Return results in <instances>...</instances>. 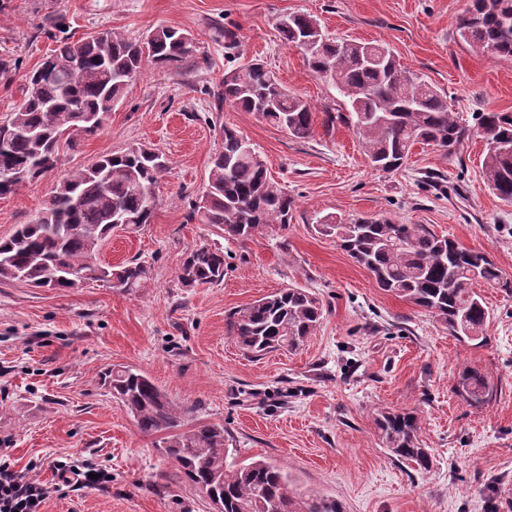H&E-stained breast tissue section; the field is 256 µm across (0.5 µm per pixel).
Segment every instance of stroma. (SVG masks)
<instances>
[{"label":"stroma","mask_w":512,"mask_h":512,"mask_svg":"<svg viewBox=\"0 0 512 512\" xmlns=\"http://www.w3.org/2000/svg\"><path fill=\"white\" fill-rule=\"evenodd\" d=\"M468 0H0V59L18 68L0 78V120L23 100L25 75L56 44L109 28L139 37L175 27L195 38L180 65L148 66L113 107L102 129L64 150L56 168L0 199V238L30 223L69 171L142 145L170 169L155 188L151 224L116 233L100 260L148 262L147 288L128 295L99 283L71 290L0 284V448L47 485L57 463H92L112 481L105 490L51 494L43 512H216L167 457L156 434L141 433L99 384L112 365L149 375L203 423L223 425L242 460L281 466L301 490L327 496L341 512H512V291L474 286L489 317L484 345L463 342L431 313L377 288L335 238L325 217L383 216L425 224L469 249L485 251L512 279V202L489 188L484 141L457 154L415 145L396 171L373 169L347 126L325 127L335 88L311 72L304 53L282 44L276 25L305 13L323 33L378 43L409 71L447 95L449 108L512 112V60L461 40ZM233 32L235 46L224 34ZM263 62L316 118L310 139L218 101L225 72ZM239 130L295 204L287 226L231 243L209 224L188 221L205 191L224 128ZM228 252L222 283L182 286L186 252ZM285 287L303 288L324 315L299 349L254 357L225 328V317ZM479 368L495 384L485 404L454 391L458 370ZM412 410L433 456L430 470L392 457L375 416Z\"/></svg>","instance_id":"1"}]
</instances>
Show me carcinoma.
Listing matches in <instances>:
<instances>
[{
	"mask_svg": "<svg viewBox=\"0 0 512 512\" xmlns=\"http://www.w3.org/2000/svg\"><path fill=\"white\" fill-rule=\"evenodd\" d=\"M284 44L303 51L311 71L336 89V108L325 124L352 128L372 167L392 171L408 159L416 144L448 152L473 135L512 146V114L478 112L470 127L448 109L447 97L406 71L389 50L372 43L326 38L306 14H290L279 25ZM458 36L488 55L512 58V0H469L457 27ZM193 39L172 27L132 39L112 29L71 42L59 41L53 53L26 77L22 104L6 117L9 132L0 170L19 175L0 183V198L26 182L51 172L61 143L76 148L79 138L102 125H84L83 116L105 114L117 102L128 77L146 63L171 66L192 52ZM224 103L253 112L295 139L314 131L310 105L288 92L260 63L224 73ZM242 135L224 127V147L211 163L208 186L190 203L187 218L224 231V240L244 243L268 224H288L294 198L272 180L255 149L244 150ZM169 169L163 155L144 147L105 155L68 173L52 191L31 223L0 239V284L23 282L33 288L74 289L92 280L126 294L148 286L151 267L133 259L112 266L99 260L112 236V213L124 218V230L136 233L152 223L150 195ZM483 172L494 193L512 201V152L487 149ZM320 232L336 237L339 247L371 274L376 286L434 314L456 338L483 343L488 310L474 291L481 281L512 288L481 250L468 249L439 236L424 224H396L387 218L350 220L327 217ZM224 249L202 245L187 255L179 280L185 287L224 280ZM70 268L85 272L71 279ZM319 299L303 288H280L230 311L226 331L254 354L297 348L320 321ZM103 385L134 417L145 434L163 435L164 450L183 475L216 505L217 512H341L334 499L295 488L288 473L263 459L237 460L220 424L192 423L195 409L173 402L144 372L113 365L100 375ZM455 393L471 405L492 397L494 383L479 369H459ZM376 426L390 455L427 471L432 455L422 447L413 412L379 414Z\"/></svg>",
	"mask_w": 512,
	"mask_h": 512,
	"instance_id": "carcinoma-1",
	"label": "carcinoma"
}]
</instances>
